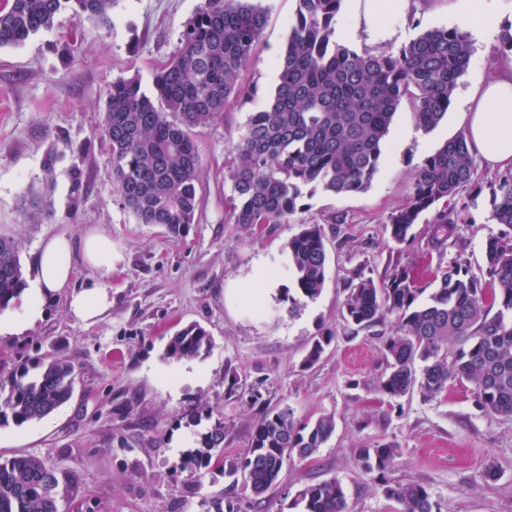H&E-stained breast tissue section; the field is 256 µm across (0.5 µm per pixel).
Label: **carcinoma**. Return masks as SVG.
I'll return each mask as SVG.
<instances>
[{
	"mask_svg": "<svg viewBox=\"0 0 512 512\" xmlns=\"http://www.w3.org/2000/svg\"><path fill=\"white\" fill-rule=\"evenodd\" d=\"M298 2L279 58V82L265 105L250 113L224 161L233 224L286 223L308 188L334 194L367 188L403 98L413 99L417 125L433 130L470 64L472 43L456 27L427 30L395 52L357 51L336 37L343 0ZM65 11L107 26L112 0H8L0 10V48L52 29ZM265 24L264 10L252 0H206L183 26L178 51L156 69L152 94L136 78L118 79L106 90L101 135L112 155L113 185L138 223L159 224L174 235L197 223L200 159L192 131L251 98L238 77ZM477 169L462 132L426 156L407 200L387 216L391 238L409 241L420 216L432 211L428 245L443 251L465 210L455 198L476 184ZM489 188V220L506 231L486 240L482 275L455 257L438 265L439 287L421 303L425 289L407 267L393 269L379 285L361 272L345 283L347 324L367 328L388 314L396 317L383 343L387 368L378 392L400 397L417 386L433 399L448 382L465 379L474 385L479 411L512 418V169L494 175ZM25 204L33 223L50 215L42 192H30ZM20 250L18 240L0 236V310L25 289ZM326 263L320 225H304L288 242V267L300 296L313 300L320 294ZM334 338V331L323 332L305 363L315 364ZM211 347L210 334L190 323L171 336L165 358L180 362ZM417 360L423 362L419 373ZM75 382L73 366L60 357L42 362L34 375L23 367L0 378V427L45 418L72 396ZM334 430L331 416L301 423L286 405L266 407L244 455L229 458L219 419L182 454L174 480L218 472L260 499L277 484L285 459L311 457ZM356 454L399 512H441L425 486L391 479L397 445L377 443ZM59 484V473L38 457H0V512H57ZM293 506L299 512H350L336 479L305 486Z\"/></svg>",
	"mask_w": 512,
	"mask_h": 512,
	"instance_id": "1",
	"label": "carcinoma"
}]
</instances>
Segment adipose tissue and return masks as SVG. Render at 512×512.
<instances>
[{
	"mask_svg": "<svg viewBox=\"0 0 512 512\" xmlns=\"http://www.w3.org/2000/svg\"><path fill=\"white\" fill-rule=\"evenodd\" d=\"M358 27L379 44L391 40L401 28L408 0H356ZM469 147L493 170L512 168V71L488 77L471 99L464 114ZM92 274L80 290H72L77 263ZM112 273V238L89 230L81 243L64 234L45 239L39 248L35 276L25 298L23 314H0V333L16 332L34 324L42 315L49 294L66 292L70 315L83 323L96 322L112 306L107 283Z\"/></svg>",
	"mask_w": 512,
	"mask_h": 512,
	"instance_id": "ef3b65f1",
	"label": "adipose tissue"
}]
</instances>
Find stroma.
Instances as JSON below:
<instances>
[{
  "label": "stroma",
  "instance_id": "35a3bbf8",
  "mask_svg": "<svg viewBox=\"0 0 512 512\" xmlns=\"http://www.w3.org/2000/svg\"><path fill=\"white\" fill-rule=\"evenodd\" d=\"M411 10L391 42L371 43L365 30L347 36L354 49L395 51L420 33L456 26L448 0H410ZM206 0H112V21L101 28L84 15L61 14L53 29L20 46L0 48V234L21 243L25 279H32L41 242L55 234L80 239L90 229L112 238V306L94 324L74 319L65 294L49 296L43 316L24 333L0 335V373L34 367L45 355L68 360L76 374L73 397L41 421L0 427V456L28 454L58 469V512H217L225 498L242 512H291L305 485L339 480L352 512H391L356 450L378 442L400 449L393 478L424 485L442 512H512V419L479 411L473 386L452 381L426 400L420 392L390 398L376 389L385 368L382 342L392 319L368 328L345 327L346 279L361 271L382 282L408 267L434 291L429 267L459 256L485 268V243L501 225L489 219L494 173L478 168L481 194L463 188L464 223L446 254L427 246L431 214L399 244L385 229L409 194L416 168L443 142L462 132V113L481 79L505 66L498 30L471 36L473 55L445 119L431 132L418 128L412 101H403L383 144L377 172L363 191L316 189L287 223L249 229L228 221L232 183L224 151L244 132L279 76L278 57L297 0H259L266 25L240 83L252 101L228 108L217 122L195 129L200 154L199 222L185 237L137 223L112 182V159L100 134L104 93L113 81L138 78L151 91L155 69L175 54L184 23ZM73 52L65 56L62 44ZM52 172H45V165ZM46 193L52 216L24 218L29 190ZM323 230L326 275L320 295L284 301L294 288L287 244L303 225ZM196 323L212 336L211 351L172 363L166 344ZM336 332L321 359L306 355L325 329ZM238 380L240 398H225ZM285 404L296 420L334 416L331 439L312 457L291 458L278 485L254 500L242 485L207 474L174 482L172 466L223 418L224 452L242 455L260 414L251 394ZM496 478L485 476L488 466Z\"/></svg>",
  "mask_w": 512,
  "mask_h": 512
}]
</instances>
